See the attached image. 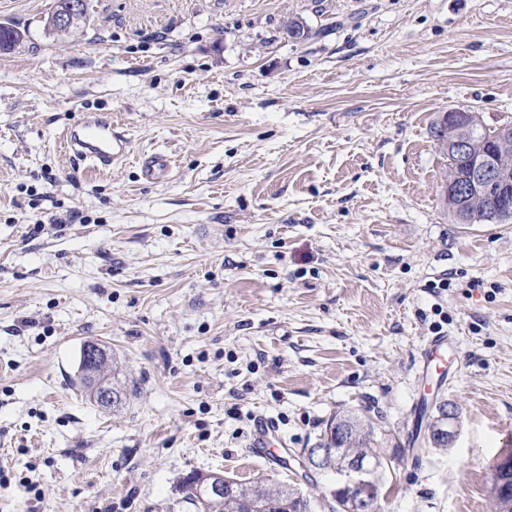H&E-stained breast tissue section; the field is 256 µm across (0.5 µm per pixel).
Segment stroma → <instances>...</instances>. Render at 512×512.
I'll return each instance as SVG.
<instances>
[{"instance_id": "35a3bbf8", "label": "stroma", "mask_w": 512, "mask_h": 512, "mask_svg": "<svg viewBox=\"0 0 512 512\" xmlns=\"http://www.w3.org/2000/svg\"><path fill=\"white\" fill-rule=\"evenodd\" d=\"M52 5L0 0L27 33L0 52V512H196L184 480L211 471L328 504L299 458L346 409L406 450L375 512H491L512 223L454 221L432 128L512 121V0H91L60 35ZM87 110L130 142L105 175L58 141ZM440 333L444 380L420 363ZM91 341L116 407L79 382ZM443 399L458 438L425 447ZM258 414L289 467L250 454ZM458 350V339L455 336L446 334L437 335L430 338L422 353L423 370L429 372L433 366H445V354L448 351L456 352Z\"/></svg>"}]
</instances>
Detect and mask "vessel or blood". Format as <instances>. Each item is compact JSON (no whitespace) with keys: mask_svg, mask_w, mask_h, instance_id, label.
<instances>
[{"mask_svg":"<svg viewBox=\"0 0 512 512\" xmlns=\"http://www.w3.org/2000/svg\"><path fill=\"white\" fill-rule=\"evenodd\" d=\"M63 142L67 149L88 160L101 173L126 162L130 156L128 141L115 131L111 119L95 112L80 113L76 123L64 134ZM457 349V337L443 334L430 338L422 353L424 370L443 365L446 354ZM278 438L277 428L272 421L256 417L250 442L251 453L258 457L265 456L267 448Z\"/></svg>","mask_w":512,"mask_h":512,"instance_id":"vessel-or-blood-1","label":"vessel or blood"}]
</instances>
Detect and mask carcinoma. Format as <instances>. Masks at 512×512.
<instances>
[{
  "instance_id": "obj_1",
  "label": "carcinoma",
  "mask_w": 512,
  "mask_h": 512,
  "mask_svg": "<svg viewBox=\"0 0 512 512\" xmlns=\"http://www.w3.org/2000/svg\"><path fill=\"white\" fill-rule=\"evenodd\" d=\"M89 0H54L48 13L45 27L56 34L63 32L59 21L66 16L73 20L72 26L86 23ZM24 39V32L16 27L0 25V50H10ZM470 218L474 224L498 223L504 217L498 214L497 200L483 197L470 203ZM373 425L369 417L351 411H342L332 416L324 431L323 441L333 443L344 459L378 458L394 462L403 456L402 450L389 452L375 445ZM195 481L184 480L190 503L201 512H279L291 507L294 512H314V503L307 500L301 504H288L295 492L272 480L241 483L230 477L224 478V496L215 498L209 494L208 485L201 483L202 474L194 473ZM512 467L503 471L494 465L493 507L494 512H512Z\"/></svg>"
}]
</instances>
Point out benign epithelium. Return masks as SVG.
<instances>
[{
  "label": "benign epithelium",
  "instance_id": "benign-epithelium-1",
  "mask_svg": "<svg viewBox=\"0 0 512 512\" xmlns=\"http://www.w3.org/2000/svg\"><path fill=\"white\" fill-rule=\"evenodd\" d=\"M480 127L494 143L506 144L512 141V127L506 124H489L480 112L464 111V124L450 128L448 138L440 142L448 155L457 157L470 155L471 167L465 181L451 182L446 188V196L451 208L460 221H465L464 205L471 199L485 195L493 190L512 191V167L494 163L488 154L472 153L471 131ZM109 361V351L102 345L92 342L85 349V361L82 368V382L99 392V402L105 408L112 403V385L97 379L94 366ZM459 432V423L452 415L439 417L432 421L429 434L446 435L448 443H453ZM337 452L335 448H310L302 455L303 467L307 470H320L319 464L327 455ZM381 464L378 461L348 460L339 468L334 480L336 495L343 494L349 500L351 512H373L381 497L383 483L380 478Z\"/></svg>",
  "mask_w": 512,
  "mask_h": 512
}]
</instances>
